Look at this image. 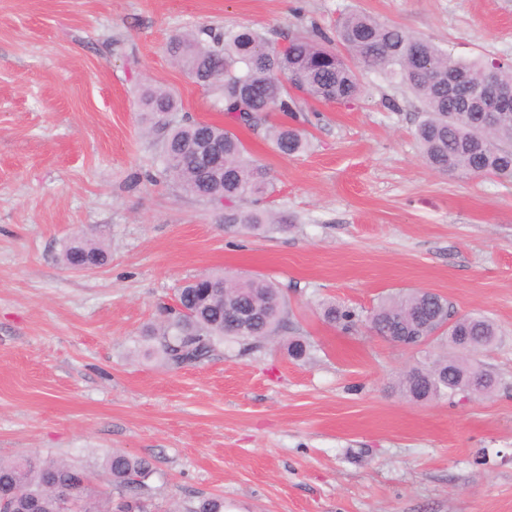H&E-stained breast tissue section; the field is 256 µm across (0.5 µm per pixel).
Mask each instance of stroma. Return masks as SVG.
<instances>
[{"instance_id": "stroma-1", "label": "stroma", "mask_w": 512, "mask_h": 512, "mask_svg": "<svg viewBox=\"0 0 512 512\" xmlns=\"http://www.w3.org/2000/svg\"><path fill=\"white\" fill-rule=\"evenodd\" d=\"M348 10L458 59L512 61V0H0V459L59 457L105 492L106 453L146 458L158 512L207 497L224 512H512V181L428 167L420 104L373 69L356 100L305 105L302 154L233 126L287 230L225 232L212 203L145 179L161 167L146 85L230 124L172 62L173 35L251 26L280 46L334 36ZM82 233L110 255L92 273L60 260ZM205 273L280 283L285 324L261 347L168 367L144 332ZM401 289L496 324L501 344L475 355L500 380L490 396L394 389L420 355L366 317ZM327 301L359 321L328 322ZM295 336L311 345L301 361Z\"/></svg>"}]
</instances>
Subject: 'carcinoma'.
Segmentation results:
<instances>
[{"instance_id": "1", "label": "carcinoma", "mask_w": 512, "mask_h": 512, "mask_svg": "<svg viewBox=\"0 0 512 512\" xmlns=\"http://www.w3.org/2000/svg\"><path fill=\"white\" fill-rule=\"evenodd\" d=\"M336 42L320 43L303 34L276 47L267 35L239 26L222 32L203 28L172 38L171 57L197 84L213 92L222 111L238 125L266 126V136L284 155H297L309 139L297 125H266L271 112L290 116L300 103L313 100L340 104L363 92L358 68L376 69L404 85L424 108L425 118L415 135L426 163L442 173L462 171L474 176L512 180V111L484 126L485 113L477 94L487 77L512 85V65L488 70L480 61H461L435 43L384 24L363 12H349L336 22ZM153 128L162 132V174L186 194L224 208L219 223L236 234H270L283 230L287 219L240 202L255 203L272 193L268 168L242 139L219 124L195 120L176 122L174 95L161 86H148L142 96ZM210 144L219 158L205 168L197 150ZM61 260L68 267L94 266L108 261L101 241L83 234L64 246ZM203 283L189 280L177 288L183 309H170L147 331L153 351L169 366L200 364L228 343L255 346L275 334L284 322L281 288L262 276L205 275ZM239 306L260 317L237 333L224 325V311ZM325 318L345 330L359 315L334 303L324 306ZM370 330L411 345L425 336L446 342L454 354L413 367L395 383L412 401L454 399L468 393L469 376L480 375L495 388L499 381L468 354L497 345L498 330L484 316L459 315L448 298L420 290H399L380 299L367 317ZM110 490L91 485L90 473L69 462L46 457L0 460V502L5 512H151L140 496L153 473L147 460L112 451L105 457Z\"/></svg>"}]
</instances>
